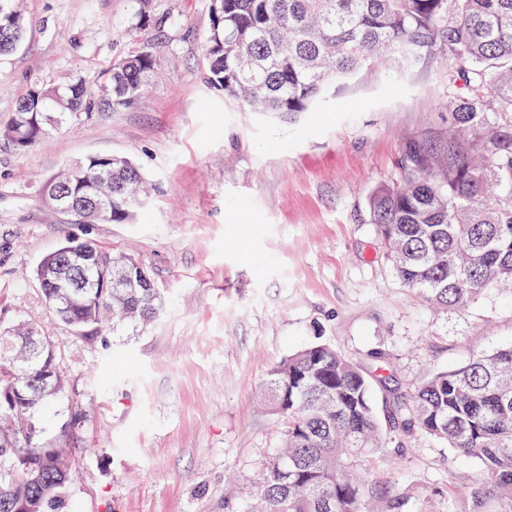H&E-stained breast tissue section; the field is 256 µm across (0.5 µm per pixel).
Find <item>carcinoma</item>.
<instances>
[{"mask_svg": "<svg viewBox=\"0 0 512 512\" xmlns=\"http://www.w3.org/2000/svg\"><path fill=\"white\" fill-rule=\"evenodd\" d=\"M453 3L454 17L448 15ZM28 19L17 0H0V57L21 44ZM467 94L451 96L455 136L432 156L415 147L400 181L368 201L384 255L400 284L437 307L477 302L512 286V0H224L204 41L208 82L243 107L293 116L310 110L324 89L345 84L387 56L409 62L435 41ZM150 48L110 71L111 97L138 94L154 69ZM82 78L62 86L33 83L4 134L26 150L90 100ZM106 166L112 183L93 178ZM63 183L74 224H127L148 203L141 170L99 154L67 165L42 185ZM96 252L112 270V295L80 259ZM140 264L89 241L67 239L36 268L56 320L78 335L127 321L150 323L164 310L157 286L132 287ZM367 370L333 347L315 343L268 375L267 390L285 427L284 448L261 464L259 512H368L364 461L387 432L427 437L477 459L484 478L470 487L473 512H512V347L476 352L461 366L426 376L409 396L394 397L380 419L376 388H387L385 356ZM51 341L32 327L0 333V416L20 423L0 430V512H56L68 494L60 448L36 445V412L60 393Z\"/></svg>", "mask_w": 512, "mask_h": 512, "instance_id": "cac0c4a2", "label": "carcinoma"}]
</instances>
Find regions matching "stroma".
<instances>
[{
    "mask_svg": "<svg viewBox=\"0 0 512 512\" xmlns=\"http://www.w3.org/2000/svg\"><path fill=\"white\" fill-rule=\"evenodd\" d=\"M31 25L0 58V126L33 82H91L88 107L33 147L0 139V331L41 328L65 386L37 415L38 444L68 449L60 512H246L284 426L272 368L315 342L399 386L472 352L512 345V293L438 311L403 288L368 208L406 150L448 147V55L330 86L292 118L251 112L205 78L209 0H23ZM151 45L140 93L108 100L114 62ZM110 154L138 165L152 202L129 224H74L42 184ZM78 238L131 254L166 291L151 324L79 336L52 319L38 261ZM380 512H466L483 469L429 438L391 433L365 463Z\"/></svg>",
    "mask_w": 512,
    "mask_h": 512,
    "instance_id": "stroma-1",
    "label": "stroma"
}]
</instances>
